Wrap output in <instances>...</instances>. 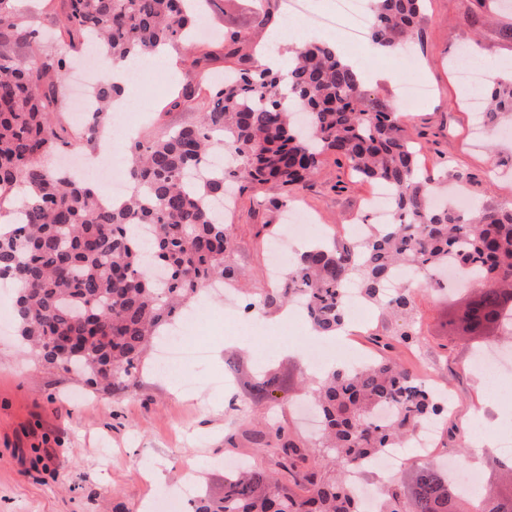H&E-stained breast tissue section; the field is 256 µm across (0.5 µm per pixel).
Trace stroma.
Here are the masks:
<instances>
[{"instance_id":"1","label":"stroma","mask_w":512,"mask_h":512,"mask_svg":"<svg viewBox=\"0 0 512 512\" xmlns=\"http://www.w3.org/2000/svg\"><path fill=\"white\" fill-rule=\"evenodd\" d=\"M306 14L294 17L307 41L335 47L342 57L370 62L367 87L389 106L398 102V83L422 81L432 92L406 106V123L419 151L420 164L469 182L472 194L498 204L512 200V168L487 182L490 158L485 144L474 142V124L467 102L472 88L460 84L454 64L475 50L493 65L512 70V10L497 0L477 6L475 0H428L421 38L411 55L384 53L365 58L364 45L343 41L340 33L312 24L315 15H329L334 0H307ZM28 25L43 33L39 43L13 47L22 58L44 51L64 52L68 37L60 27L61 0H17ZM206 30L200 49L212 52L208 79L224 75L220 36L225 28L248 26V13L233 0H215L200 19ZM183 48L168 50L165 61L150 59L152 78L146 87L129 83L128 116L139 138L198 124L204 100L171 107L182 92ZM373 191L350 168L327 160L320 172L290 201L316 222L314 237L332 234ZM283 194L276 188L241 193L231 217L233 260L245 277L232 289L207 295V311L195 318L186 336L189 345L205 348L203 364L184 365L177 374L153 367L124 397L94 390L71 372L38 362L27 354L13 322L0 325V512H162L164 499L178 496L191 484L193 498L224 494L230 464L243 460L271 465L248 433L261 423L280 425L299 445L314 433L300 408L303 380L309 373L308 349L319 344L304 317L282 320L280 311L261 315L257 328L242 321L250 295L270 280L271 233H285ZM289 206V207H290ZM448 292L425 289L408 317L381 314L380 331L393 342L391 354L413 375L432 373L451 386L454 417L438 451L461 464H475L482 490L507 484L498 465L497 442L512 420V372L503 374L501 397L489 394L484 380L471 369L473 343L449 335ZM420 331L419 347L399 342L405 320ZM258 371L277 374L282 386L272 399L254 403L247 387ZM83 400H74V393ZM252 410L244 418V410ZM157 467L165 487L145 481L141 473Z\"/></svg>"}]
</instances>
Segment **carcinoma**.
Returning <instances> with one entry per match:
<instances>
[{"label": "carcinoma", "instance_id": "cac0c4a2", "mask_svg": "<svg viewBox=\"0 0 512 512\" xmlns=\"http://www.w3.org/2000/svg\"><path fill=\"white\" fill-rule=\"evenodd\" d=\"M0 0V42L31 44L40 33ZM201 0H62L61 24L75 47L93 37L112 61L145 62L170 47L191 50ZM426 0H374L367 34L392 51L420 36ZM273 0H261L248 28L224 31V59L233 66L208 84L209 105L199 124L130 148L129 196L107 205L86 182L43 164L64 147L51 115L59 111L68 59L45 51L38 66L0 52V194L23 191L14 227L0 231V280L15 288V319L22 340L50 367L72 371L87 384L119 394L147 366L154 337L213 282H239L234 240L224 210L228 179L242 188L274 185L289 194L316 174L327 154L389 192L393 220L364 239L316 242L297 253L283 282L265 288L251 305L265 313L303 297L316 331L343 327L342 294L356 281L370 301L397 312L415 308L420 289L384 292L395 267L431 279L442 267L466 270L480 292L463 305L468 328L451 331L476 341L504 326L503 303L512 300V204L470 211L440 207L439 181L422 168L403 115L371 97L360 69L334 47L310 43L295 51L286 74L258 64L263 46L253 31L274 25ZM211 54L187 58L181 104L194 100L196 78ZM121 87L97 89L98 109L87 115L86 144H94ZM484 118L512 115V80H487ZM368 365L330 370L311 388L323 427L315 441L321 477L301 471L307 456L287 435L276 441L256 432L278 471L252 464L224 478V496L200 500L193 512H368L349 486V469L384 448H397L441 409L402 366L386 354ZM281 385L275 374L251 379L259 401ZM338 463L339 476L326 462ZM462 497L448 472L417 467L409 495L392 481L377 512H441L448 491Z\"/></svg>", "mask_w": 512, "mask_h": 512}]
</instances>
